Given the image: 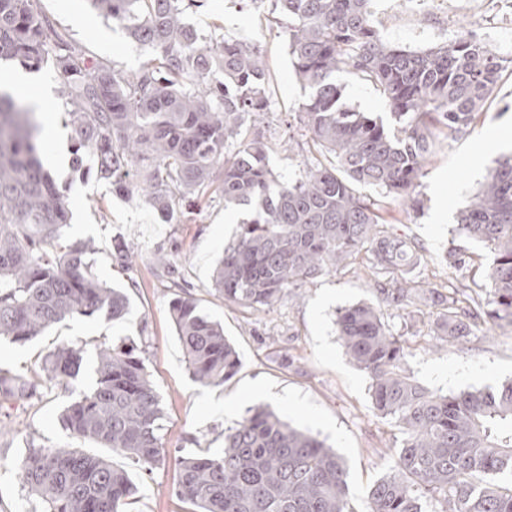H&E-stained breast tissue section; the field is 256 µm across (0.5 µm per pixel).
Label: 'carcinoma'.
I'll use <instances>...</instances> for the list:
<instances>
[{"mask_svg": "<svg viewBox=\"0 0 512 512\" xmlns=\"http://www.w3.org/2000/svg\"><path fill=\"white\" fill-rule=\"evenodd\" d=\"M89 2L152 49L137 71L78 51L39 0H0V63L53 68L75 134L74 166L94 172L117 196L143 194L169 223L183 203L208 191L224 164V206L241 208L242 217L213 286L230 306L269 308L285 290L366 255L378 302L341 309L337 332L370 379L373 407L404 438L395 471L368 487L363 512H426V503L432 512H512V482L498 480L512 478V382L457 394L427 389L406 374L405 341L380 309L439 308V349L488 324L512 323V156L494 161L457 216L456 231L494 255L486 305L461 288L445 294L412 277L420 251L389 232L381 201L360 192L375 188L421 210L411 193L436 132H466L512 70V56L465 25L421 52L391 46L371 0H271L306 91L298 121L328 159L306 160L287 182L274 174V144L257 126L270 111L259 46L201 39L185 22L200 0ZM338 72L371 82L386 112L347 106ZM41 149L32 109L0 90V338L18 344L67 317L116 321L128 310L124 293L88 273L92 242L65 236L66 195L43 168ZM388 271L399 275L377 279ZM169 310L195 381L217 387L231 380L239 359L224 326L188 295H176ZM83 353L58 348L41 381L0 370V399H32L39 388L74 378ZM94 372V385L63 410V427L152 471L162 459L163 411L142 359L122 340L103 343ZM178 466L176 495L190 512H353L344 460L267 406L250 408L224 431L222 452L202 450ZM18 471L44 512H126L135 492L111 461L53 447L29 449Z\"/></svg>", "mask_w": 512, "mask_h": 512, "instance_id": "1", "label": "carcinoma"}]
</instances>
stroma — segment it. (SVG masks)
Returning a JSON list of instances; mask_svg holds the SVG:
<instances>
[{
  "label": "stroma",
  "mask_w": 512,
  "mask_h": 512,
  "mask_svg": "<svg viewBox=\"0 0 512 512\" xmlns=\"http://www.w3.org/2000/svg\"><path fill=\"white\" fill-rule=\"evenodd\" d=\"M40 6L86 55L134 71L151 54L150 48L133 43L120 25L93 11L88 0H40ZM371 9L389 44L419 51L454 37L450 31L434 32L425 0H409L405 6L400 0H372ZM187 21L206 36L262 41L272 95L271 109L263 118L275 142L270 165L281 180L295 179L308 153L289 145L288 125L303 90L269 0H252L248 5L243 0H203L201 7L188 12ZM36 76L53 92V130L44 150L60 148L72 154L74 134L58 93L60 80L46 68ZM511 128L512 75L506 73L468 132L442 138L427 162L414 188L423 202L422 210L412 211L401 201L382 202L385 222L423 250L424 262L416 268V276L440 291L467 287L476 294L487 285L485 270L493 261L487 247L461 239V246L472 257L462 269L449 267L447 253L457 213L493 165L488 158L481 167H471L472 150L486 133ZM51 175L66 191L72 215L69 235L92 240L93 274L122 289L129 309L116 323L77 316L25 344L0 341V369L28 380L44 378L45 357L59 345L76 343L84 348L76 379L42 389L33 400L0 408V512H42L41 503L29 496L16 469L29 449L40 446L98 452L126 469L137 488L129 512H186V504L175 494L178 456L202 448L222 451L225 428L234 426L257 404L270 405L283 419L335 449L349 471L351 503L358 510L363 508L366 489L393 471L403 434L374 409L369 378L352 364L336 333L339 310L375 298L361 260L321 275L303 288L285 290L265 310L228 306L212 286L214 268L236 229L228 221L230 212L220 194L184 206L177 220L167 224L142 197H117L94 173L77 170L73 164L52 169ZM120 241L132 254L126 268L115 259V245ZM161 251L173 254L174 269L156 264L155 255ZM176 280L186 283L187 294L201 312L221 322L236 346L239 371L222 386L200 385L185 362L169 313ZM382 313L393 333L405 340L407 373L430 390L450 394L495 387L512 379L511 325L496 326L487 335L475 332L459 347L440 350L433 339L436 310L408 313L386 307ZM114 337L127 338L141 349L145 369L160 395L165 458L149 475L111 449L73 439L60 422L63 408L94 383L98 345Z\"/></svg>",
  "instance_id": "stroma-1"
}]
</instances>
